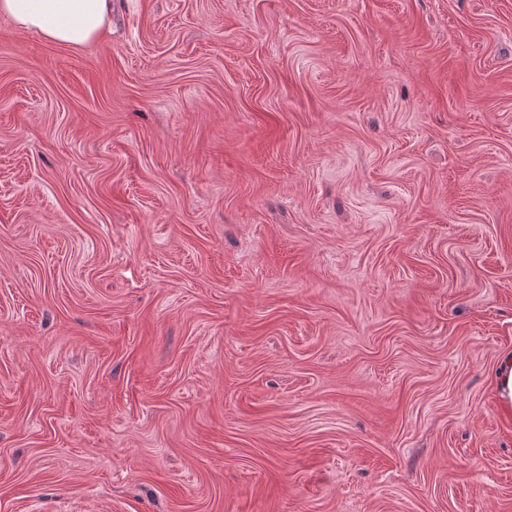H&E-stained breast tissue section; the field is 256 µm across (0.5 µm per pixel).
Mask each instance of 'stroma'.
<instances>
[{
	"label": "stroma",
	"instance_id": "1",
	"mask_svg": "<svg viewBox=\"0 0 512 512\" xmlns=\"http://www.w3.org/2000/svg\"><path fill=\"white\" fill-rule=\"evenodd\" d=\"M512 0L0 15V512H512ZM112 14V0H1L0 15L46 40L81 46L97 39ZM493 386L501 411L512 413V351L502 353L494 369Z\"/></svg>",
	"mask_w": 512,
	"mask_h": 512
}]
</instances>
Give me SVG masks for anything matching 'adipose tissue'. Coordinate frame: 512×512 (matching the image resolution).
Segmentation results:
<instances>
[{
    "label": "adipose tissue",
    "instance_id": "ef3b65f1",
    "mask_svg": "<svg viewBox=\"0 0 512 512\" xmlns=\"http://www.w3.org/2000/svg\"><path fill=\"white\" fill-rule=\"evenodd\" d=\"M112 14V0H0V15L46 40L81 46L97 39Z\"/></svg>",
    "mask_w": 512,
    "mask_h": 512
}]
</instances>
